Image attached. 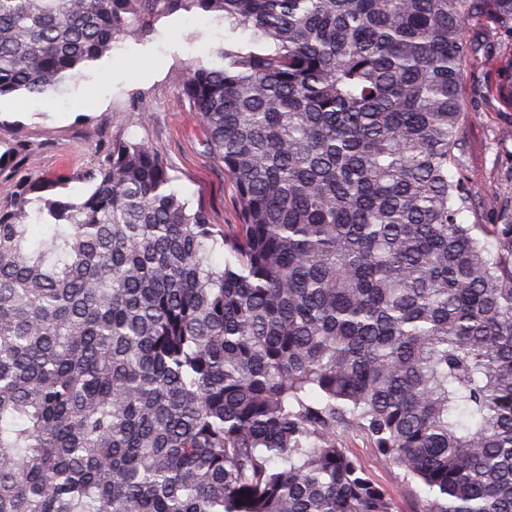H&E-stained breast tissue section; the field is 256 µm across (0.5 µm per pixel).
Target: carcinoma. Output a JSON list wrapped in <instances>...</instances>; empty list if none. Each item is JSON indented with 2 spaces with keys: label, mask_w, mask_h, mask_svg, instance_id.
<instances>
[{
  "label": "carcinoma",
  "mask_w": 512,
  "mask_h": 512,
  "mask_svg": "<svg viewBox=\"0 0 512 512\" xmlns=\"http://www.w3.org/2000/svg\"><path fill=\"white\" fill-rule=\"evenodd\" d=\"M181 11L269 43L175 79L242 223L143 142L78 201L0 154V512H394L343 428L420 512H512V169L491 222L463 173L467 25L512 55V0H0V98ZM341 439L370 479L392 496L396 512H419L422 509L428 496L426 487L414 482L407 484L403 471L382 461L367 439L355 429H343Z\"/></svg>",
  "instance_id": "1"
}]
</instances>
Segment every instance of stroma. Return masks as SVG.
Wrapping results in <instances>:
<instances>
[{
	"mask_svg": "<svg viewBox=\"0 0 512 512\" xmlns=\"http://www.w3.org/2000/svg\"><path fill=\"white\" fill-rule=\"evenodd\" d=\"M223 46L248 50L254 36L231 31L210 15L164 18L149 37L120 41L51 96L1 99L0 151L24 141L26 168L63 178L58 195L77 201L89 190L79 173L113 138L143 141L167 159L174 188L191 205L208 208L214 223H240L235 187L207 149L202 123L174 83L185 62H213V50ZM467 110L465 173L480 191V207L492 216L497 202L491 189L512 166V140L499 141L496 133L512 130V106L479 93L469 96ZM144 113L149 122H141ZM341 439L370 479L392 496L396 512H420L426 487L407 483L402 470L382 461L355 429H343Z\"/></svg>",
	"mask_w": 512,
	"mask_h": 512,
	"instance_id": "obj_1",
	"label": "stroma"
}]
</instances>
